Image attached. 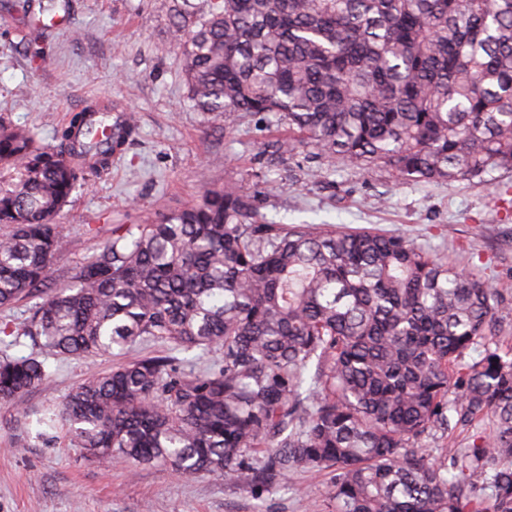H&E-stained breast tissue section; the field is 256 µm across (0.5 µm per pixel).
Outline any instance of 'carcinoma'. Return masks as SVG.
<instances>
[{"instance_id": "1", "label": "carcinoma", "mask_w": 512, "mask_h": 512, "mask_svg": "<svg viewBox=\"0 0 512 512\" xmlns=\"http://www.w3.org/2000/svg\"><path fill=\"white\" fill-rule=\"evenodd\" d=\"M183 34L202 112L273 115L309 147L404 182L512 171V0H206ZM97 109L56 144L0 117V306L43 295L26 334L55 355L146 343L216 348L185 373L135 357L76 384L42 418L97 463L220 473L257 497L288 474L333 477L329 512H512V349L498 291L401 236L274 224L237 188L160 223L113 227L68 284L54 218L138 134ZM33 357L0 360V400L47 382ZM478 418L490 433L432 460L415 444Z\"/></svg>"}]
</instances>
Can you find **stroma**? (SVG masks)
Returning a JSON list of instances; mask_svg holds the SVG:
<instances>
[{
  "label": "stroma",
  "mask_w": 512,
  "mask_h": 512,
  "mask_svg": "<svg viewBox=\"0 0 512 512\" xmlns=\"http://www.w3.org/2000/svg\"><path fill=\"white\" fill-rule=\"evenodd\" d=\"M183 1L70 0L69 21L37 31L12 0H0V116L45 144L68 115L96 102L138 120L136 138L111 170L78 186L56 216L65 244L51 262L50 286L99 254L113 225L158 220L233 182L269 221L402 235L489 278L499 292L495 341L512 345V204L499 193L512 186V172L481 182L403 183L384 167L270 152L288 137L274 116L231 121L190 100L175 18ZM37 46L50 65L34 59ZM40 300L35 294L0 308V358L35 357L50 374L18 401L0 402V512H327L330 478L322 472L291 474L258 499L220 474L182 477L120 460L102 467L63 435L42 442L41 425L26 415L57 405L115 359L52 355L24 336ZM484 432L479 422L437 430L418 446L436 459Z\"/></svg>",
  "instance_id": "1"
}]
</instances>
